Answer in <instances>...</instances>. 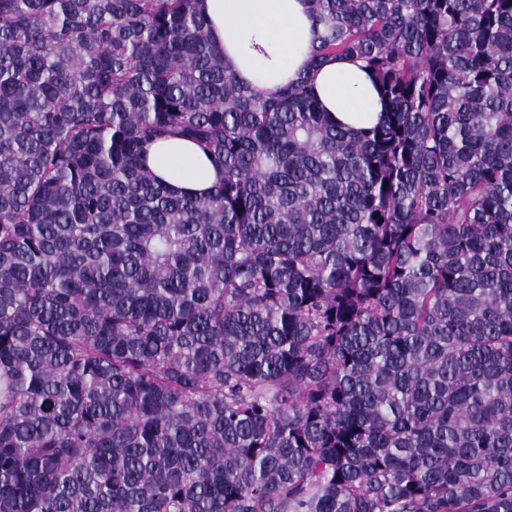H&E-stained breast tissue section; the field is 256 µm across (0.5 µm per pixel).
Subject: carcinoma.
<instances>
[{"label":"carcinoma","mask_w":512,"mask_h":512,"mask_svg":"<svg viewBox=\"0 0 512 512\" xmlns=\"http://www.w3.org/2000/svg\"><path fill=\"white\" fill-rule=\"evenodd\" d=\"M195 2L0 0V512H512V0H307L361 132ZM148 165L169 186L198 197L206 196L222 177L201 150L177 138L156 143L148 154Z\"/></svg>","instance_id":"cac0c4a2"}]
</instances>
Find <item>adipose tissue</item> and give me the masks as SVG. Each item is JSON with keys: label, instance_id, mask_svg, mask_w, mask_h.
<instances>
[{"label": "adipose tissue", "instance_id": "obj_1", "mask_svg": "<svg viewBox=\"0 0 512 512\" xmlns=\"http://www.w3.org/2000/svg\"><path fill=\"white\" fill-rule=\"evenodd\" d=\"M209 33L229 73L274 92L308 78L322 109L353 129L374 126L384 104L369 73L346 56L310 63L312 21L305 0H199ZM156 176L174 189L205 196L221 171L194 144L177 138L156 143L148 155Z\"/></svg>", "mask_w": 512, "mask_h": 512}]
</instances>
